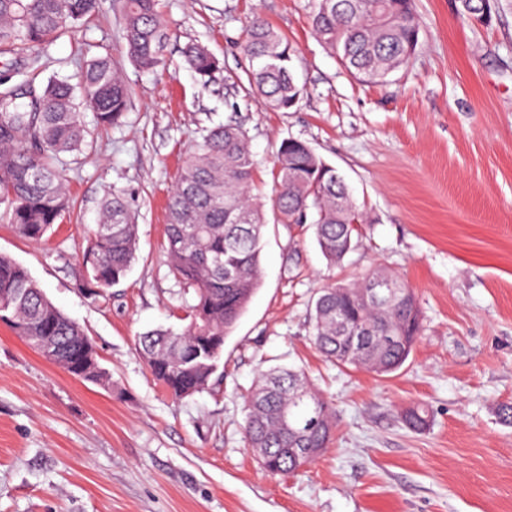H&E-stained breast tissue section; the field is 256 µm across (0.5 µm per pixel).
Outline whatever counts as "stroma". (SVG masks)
Masks as SVG:
<instances>
[{
	"label": "stroma",
	"mask_w": 512,
	"mask_h": 512,
	"mask_svg": "<svg viewBox=\"0 0 512 512\" xmlns=\"http://www.w3.org/2000/svg\"><path fill=\"white\" fill-rule=\"evenodd\" d=\"M415 54L387 82L362 84L311 29L312 0H161L166 66L123 60L132 89L120 126L97 129L65 173L74 211L42 241L3 218L0 253L28 269L76 321L112 377L77 379L0 324V512H512V0L490 22L464 23L455 0H416ZM262 17L295 47L305 92L289 110L235 92L249 60L242 34ZM121 0L32 50L0 49V85L76 77L84 54L123 51ZM191 42L222 67L210 82L183 61ZM236 122L259 163L262 202L281 142L308 143L350 185L363 214L355 250L330 267L309 224H268L263 284L224 343L219 389L176 401L135 348L137 335L180 327L191 294L164 249L169 192L203 131ZM138 218L136 259L106 296L76 268L106 191ZM381 267L413 288L421 334L381 376L327 361L309 312L333 279ZM301 369L336 407L314 463L266 474L243 438L260 371ZM421 407L414 430L405 414Z\"/></svg>",
	"instance_id": "35a3bbf8"
}]
</instances>
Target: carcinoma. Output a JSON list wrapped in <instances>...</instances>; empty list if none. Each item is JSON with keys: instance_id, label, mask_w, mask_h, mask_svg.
Here are the masks:
<instances>
[{"instance_id": "cac0c4a2", "label": "carcinoma", "mask_w": 512, "mask_h": 512, "mask_svg": "<svg viewBox=\"0 0 512 512\" xmlns=\"http://www.w3.org/2000/svg\"><path fill=\"white\" fill-rule=\"evenodd\" d=\"M127 55L143 70L165 65L164 24L159 0H121ZM99 0H0V45L39 48L96 13ZM494 0H458L464 22L492 13ZM312 31L338 54L359 82L379 83L415 51L420 21L415 0H313ZM243 48L251 67L248 83L274 110L294 107L304 89L295 79V48L260 17L246 26ZM189 69L206 83L220 62L198 43L185 46ZM130 91L109 53L83 65L75 84L6 87L0 91V200L6 219L21 237L39 241L70 208L64 188L69 156L88 145L89 131L78 105L94 112L100 126L122 122ZM272 214L278 224L314 227L318 246L332 267L356 246L362 223L346 180L307 143L281 142L274 164ZM256 161L245 131L219 124L186 157L167 201L166 250L171 272L194 302L179 329L159 328L138 336V349L153 377L172 397L201 393L223 379L224 341L262 284L264 204L254 193ZM138 224L122 196L100 202L80 263V287L103 295L129 272L135 260ZM0 322L45 360L70 375L112 389L92 341L44 294L28 269L0 254ZM312 338L329 361L375 373L397 371L421 333L414 291L398 277L373 269L357 281L321 289L311 304ZM360 324L373 335L351 343L346 328ZM336 410L300 370L259 373L247 401L244 438L262 448L258 463L269 475L293 474L310 463L299 448H326Z\"/></svg>"}]
</instances>
